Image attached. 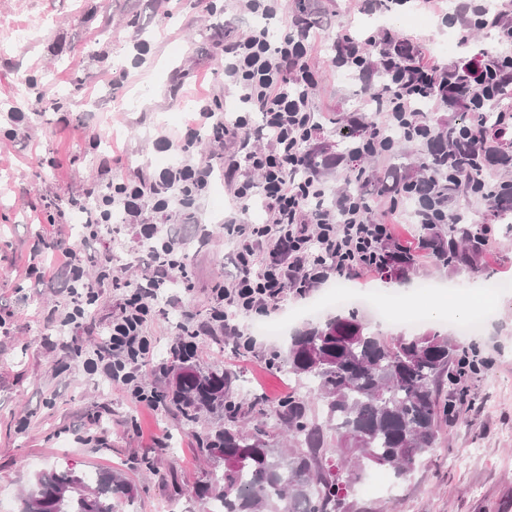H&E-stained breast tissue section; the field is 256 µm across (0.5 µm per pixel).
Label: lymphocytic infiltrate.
Wrapping results in <instances>:
<instances>
[{
	"label": "lymphocytic infiltrate",
	"instance_id": "lymphocytic-infiltrate-1",
	"mask_svg": "<svg viewBox=\"0 0 512 512\" xmlns=\"http://www.w3.org/2000/svg\"><path fill=\"white\" fill-rule=\"evenodd\" d=\"M307 39L306 22L297 20L289 33L276 40L267 29L256 28L225 43L224 78L239 92L242 108L229 121L210 102H203L197 110L201 125L209 127L214 138L232 135L246 144L243 162L261 174L262 182L240 183L234 198L243 207L252 198H260L268 220L249 228L248 240L236 251L239 275L213 306L208 323L196 322L190 315L183 318L184 343L218 328L238 334L236 315L273 312L276 300L287 290L311 289L332 275L379 274L378 244L397 241L392 225L374 222L350 196L340 197L336 208L313 209L312 201L325 196L326 186L313 175L302 180L297 177L315 127L309 96L317 73L310 64ZM438 70V64L419 59L413 76L384 98L387 119L415 111L420 100L436 98L431 80ZM255 112L261 116L256 127L250 123ZM196 134L191 127L178 141L161 136L163 146L179 148L181 157L153 181L113 184L97 195L91 209L85 208L83 199L70 202L71 208L83 211L86 223L108 224L118 213L124 223L143 225L146 237L158 242L153 272L131 283L112 319L107 352L101 359L104 373L125 385L139 403L152 401L138 382V366L153 348L146 334L147 323L155 311L160 286L184 273L186 256L183 242L160 234L157 225L146 222L144 211H165L179 202L190 207L206 194L214 166L197 160L193 150ZM254 137L260 140V147H250ZM255 237L273 240L277 259L260 257L251 243Z\"/></svg>",
	"mask_w": 512,
	"mask_h": 512
}]
</instances>
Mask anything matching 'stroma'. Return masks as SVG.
<instances>
[{"label": "stroma", "mask_w": 512, "mask_h": 512, "mask_svg": "<svg viewBox=\"0 0 512 512\" xmlns=\"http://www.w3.org/2000/svg\"><path fill=\"white\" fill-rule=\"evenodd\" d=\"M234 0H0V493L20 501L35 476L51 468L78 472L106 468L134 486L122 512H206L196 487L222 472L220 457L202 459L190 426L163 407L131 401L119 385L88 374L85 360L121 306L125 285L149 271L139 225L115 221L110 236L83 246L71 197L99 191L107 182L146 180L177 150L156 145L159 135L181 136L199 103L234 104L224 81L225 41L245 36L254 17L236 13ZM308 7L313 24L310 62L319 82L310 95L316 130L312 150L341 152L336 128L349 112L370 113L372 94L356 76L338 81L329 51L337 35L359 44L392 34L419 41L442 66L489 47L482 31L448 24L442 0H407L382 15L363 12L358 0H284L268 21L272 37L288 30ZM34 23L18 41L19 26ZM452 40L451 49L436 45ZM126 77H116V70ZM27 112L26 135L12 137L8 112ZM198 158L215 164L212 185L193 213L146 211L148 222L189 238L184 276L166 288L165 301L147 324L155 346L141 367L143 386L162 393L161 366L178 341L182 313L207 321L219 287L238 274L235 247L225 223L235 216L234 186L222 160H240L239 139L198 136ZM471 222L487 229L489 246L468 275L416 263L406 279L382 276L356 281L357 291L401 295L420 281L444 282L470 294L483 280H512V231L493 220L485 201L472 199ZM79 245L86 271L111 261L118 284L98 288L84 320L68 326L62 291L63 256L56 242ZM493 314L482 328L454 336L476 345L488 365L471 380L470 402L443 422L427 459L402 483L398 497L381 492L392 477L377 472V486L359 482L346 512H512V293L489 298ZM261 315L237 316L253 351L235 340H195L201 365L236 373L240 393L274 401L303 387L288 378L281 360L304 319L290 322L277 340L256 334Z\"/></svg>", "instance_id": "1"}]
</instances>
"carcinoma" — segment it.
Here are the masks:
<instances>
[{"mask_svg": "<svg viewBox=\"0 0 512 512\" xmlns=\"http://www.w3.org/2000/svg\"><path fill=\"white\" fill-rule=\"evenodd\" d=\"M400 44L390 39L379 45L372 85L384 88L391 70L407 74L416 65ZM436 82L448 90L450 104L470 89V111L436 125L426 112H412L377 139L374 120L353 113L338 128L342 153L336 161L349 164L347 194L365 206L375 186L412 204L423 218L418 247L437 267L468 273L489 240L453 204L487 196L498 219H512V178L492 175L495 168H512V61L487 52L476 65L443 71ZM403 143L424 145L415 174L403 175L393 163L382 176L362 166L365 158L382 153L395 159ZM326 168L319 153H307L305 171ZM384 252L388 270L399 277L415 263L409 254ZM194 359V350L173 348L169 371L187 367L189 373L159 400L188 423H198L204 413L222 419V425L194 433L202 455L213 448L224 455V471L198 486L197 496L220 504L222 512H340L339 502L367 468L405 481L426 459L439 439L440 414L452 407L441 388L456 384L453 367L464 357L438 331L388 338L353 311L307 324L292 337L284 358L288 376L308 382L307 390L269 410L274 429L287 433V448L270 442L259 427H245L257 401L232 400L233 374L204 370ZM132 496L131 484L110 470L83 475L51 469L36 476L20 512H120Z\"/></svg>", "mask_w": 512, "mask_h": 512, "instance_id": "obj_1", "label": "carcinoma"}]
</instances>
